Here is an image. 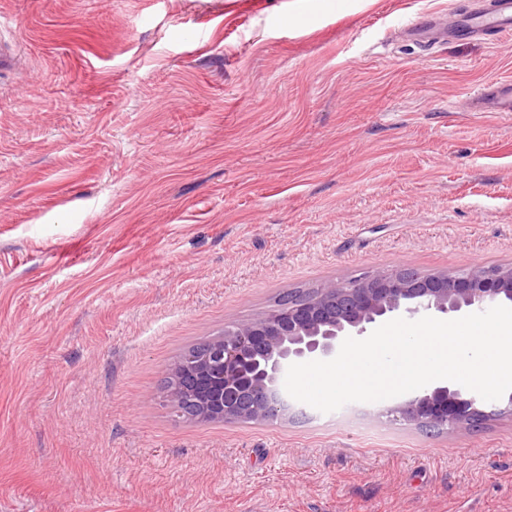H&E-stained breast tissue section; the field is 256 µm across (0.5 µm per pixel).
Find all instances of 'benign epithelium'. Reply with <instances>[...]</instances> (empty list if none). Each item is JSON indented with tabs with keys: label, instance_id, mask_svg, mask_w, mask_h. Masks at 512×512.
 Returning a JSON list of instances; mask_svg holds the SVG:
<instances>
[{
	"label": "benign epithelium",
	"instance_id": "benign-epithelium-1",
	"mask_svg": "<svg viewBox=\"0 0 512 512\" xmlns=\"http://www.w3.org/2000/svg\"><path fill=\"white\" fill-rule=\"evenodd\" d=\"M512 304V265H473L421 273L371 270L330 282L288 305L224 329L194 353L193 364L176 363L165 378L166 396L179 416L196 422L283 420L303 417L284 388L293 363L326 360L342 341L361 338L394 317H450ZM425 430H470L476 421L512 417L505 407L485 409L480 397L436 385L388 409Z\"/></svg>",
	"mask_w": 512,
	"mask_h": 512
}]
</instances>
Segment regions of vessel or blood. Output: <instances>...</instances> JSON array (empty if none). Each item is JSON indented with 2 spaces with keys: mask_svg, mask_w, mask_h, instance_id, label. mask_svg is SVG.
Instances as JSON below:
<instances>
[{
  "mask_svg": "<svg viewBox=\"0 0 512 512\" xmlns=\"http://www.w3.org/2000/svg\"><path fill=\"white\" fill-rule=\"evenodd\" d=\"M512 36V0H486L478 9L449 14L423 13L403 31L406 41L432 47L458 37L496 42ZM471 107L477 112H512V80L478 90Z\"/></svg>",
  "mask_w": 512,
  "mask_h": 512,
  "instance_id": "1",
  "label": "vessel or blood"
}]
</instances>
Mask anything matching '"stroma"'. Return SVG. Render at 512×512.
<instances>
[{
	"instance_id": "35a3bbf8",
	"label": "stroma",
	"mask_w": 512,
	"mask_h": 512,
	"mask_svg": "<svg viewBox=\"0 0 512 512\" xmlns=\"http://www.w3.org/2000/svg\"><path fill=\"white\" fill-rule=\"evenodd\" d=\"M0 0V512H512V418L176 417L189 348L365 270L512 264L476 0ZM512 36V1L490 0L479 9L447 14L422 13L403 31L406 41L433 47L458 37L497 42Z\"/></svg>"
}]
</instances>
